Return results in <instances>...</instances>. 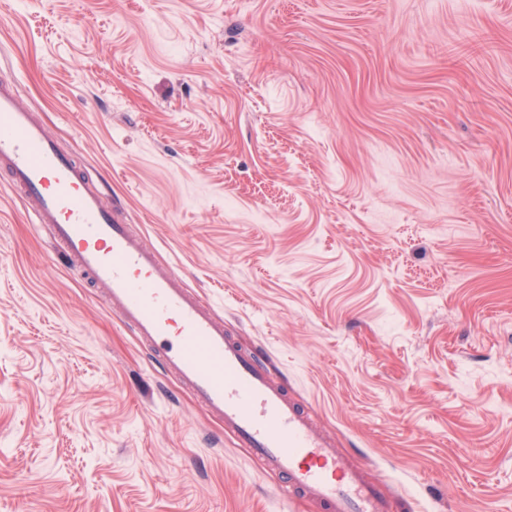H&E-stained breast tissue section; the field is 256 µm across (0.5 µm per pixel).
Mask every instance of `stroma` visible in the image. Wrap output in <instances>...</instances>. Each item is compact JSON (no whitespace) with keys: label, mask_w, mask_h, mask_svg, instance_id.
I'll return each mask as SVG.
<instances>
[{"label":"stroma","mask_w":512,"mask_h":512,"mask_svg":"<svg viewBox=\"0 0 512 512\" xmlns=\"http://www.w3.org/2000/svg\"><path fill=\"white\" fill-rule=\"evenodd\" d=\"M391 512H512V0H0V81ZM0 181V512H320Z\"/></svg>","instance_id":"stroma-1"}]
</instances>
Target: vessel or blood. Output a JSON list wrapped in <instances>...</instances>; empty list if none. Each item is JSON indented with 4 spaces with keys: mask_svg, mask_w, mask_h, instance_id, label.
<instances>
[{
    "mask_svg": "<svg viewBox=\"0 0 512 512\" xmlns=\"http://www.w3.org/2000/svg\"><path fill=\"white\" fill-rule=\"evenodd\" d=\"M0 175L25 202L34 224L50 227L69 263L103 295L196 401L242 447L285 477V491L323 512H389L330 438L318 432L286 389L270 381L254 353L161 267L121 204H105L98 184L63 152L17 88L0 82Z\"/></svg>",
    "mask_w": 512,
    "mask_h": 512,
    "instance_id": "vessel-or-blood-1",
    "label": "vessel or blood"
}]
</instances>
